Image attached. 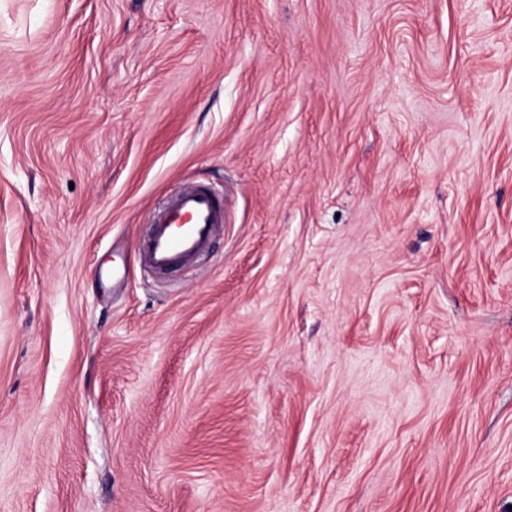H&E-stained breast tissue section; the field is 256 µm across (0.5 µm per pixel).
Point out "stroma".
<instances>
[{"label":"stroma","mask_w":512,"mask_h":512,"mask_svg":"<svg viewBox=\"0 0 512 512\" xmlns=\"http://www.w3.org/2000/svg\"><path fill=\"white\" fill-rule=\"evenodd\" d=\"M0 512H512V0H0ZM224 224L221 198L199 184H183L153 217L136 262L156 274H169L194 263Z\"/></svg>","instance_id":"obj_1"}]
</instances>
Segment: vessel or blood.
Segmentation results:
<instances>
[{
	"label": "vessel or blood",
	"mask_w": 512,
	"mask_h": 512,
	"mask_svg": "<svg viewBox=\"0 0 512 512\" xmlns=\"http://www.w3.org/2000/svg\"><path fill=\"white\" fill-rule=\"evenodd\" d=\"M223 222L224 204L219 196L199 184L182 185L155 213L135 259L154 273H171L194 263Z\"/></svg>",
	"instance_id": "1"
}]
</instances>
